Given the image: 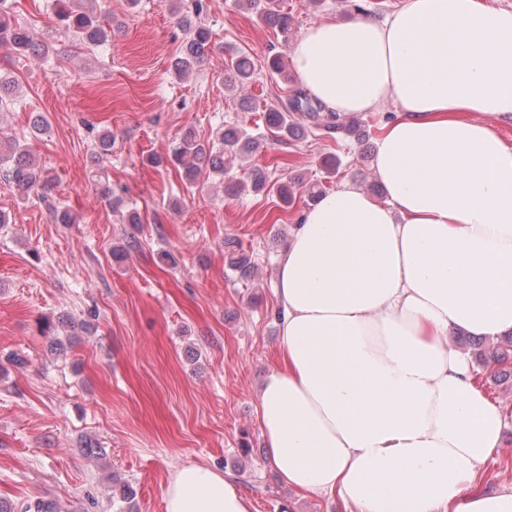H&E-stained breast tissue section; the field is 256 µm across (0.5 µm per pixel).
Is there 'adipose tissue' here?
<instances>
[{"instance_id": "adipose-tissue-1", "label": "adipose tissue", "mask_w": 512, "mask_h": 512, "mask_svg": "<svg viewBox=\"0 0 512 512\" xmlns=\"http://www.w3.org/2000/svg\"><path fill=\"white\" fill-rule=\"evenodd\" d=\"M300 84L338 115L384 114L378 203L344 183L306 209L274 290L278 360L262 387L264 458L347 512H512L471 494L504 411L449 329L512 333V8L404 0L384 22L325 20L295 43ZM164 512H253L187 462Z\"/></svg>"}]
</instances>
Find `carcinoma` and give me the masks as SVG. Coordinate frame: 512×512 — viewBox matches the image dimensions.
I'll use <instances>...</instances> for the list:
<instances>
[{
	"mask_svg": "<svg viewBox=\"0 0 512 512\" xmlns=\"http://www.w3.org/2000/svg\"><path fill=\"white\" fill-rule=\"evenodd\" d=\"M92 4L94 0H51V9L65 29L86 47L95 50L110 41L112 30L100 22L98 15L90 9ZM171 5L181 13L179 24L187 34L184 48L172 63L173 73L184 77L203 63L212 33L209 27L197 21L203 11L201 0H195L191 14L184 11L180 0H173ZM236 6L255 11L259 21L274 29L283 39L287 40L292 35V17L284 12L280 0H236ZM1 45L7 46L18 55L33 53L44 59L49 58L51 48L48 43L35 42L29 29L13 16L8 0H0ZM255 71V63L248 57L232 58L225 64L226 81L233 86L250 83ZM17 98L15 81L8 74L0 73V112L15 105ZM267 121L269 131L280 142L299 139L313 130L327 137L341 130L352 132L357 125L353 120L347 125L339 122L335 113L300 88L294 90L280 106L267 109ZM257 148V141L237 127L217 129L209 143L198 140L194 131L188 128L176 139V144L167 157L152 156L148 162L156 166L168 162L182 167L186 179L192 185L196 184L197 178L202 174L207 179L215 176L222 184L224 156L250 155ZM0 177L24 195L46 190L52 181L49 172L35 159L29 147L14 138H0ZM106 178L105 169L97 165L89 170V179L108 206H122V199L112 194ZM226 188L231 195L246 188L257 194L273 192L281 202L289 204L294 199L296 182L277 181L271 185L264 174L254 170L247 180L231 181L226 184ZM230 266L242 279H247L252 274L250 259L243 254L232 257ZM485 360L488 363L508 365L512 360V338L506 344L492 349Z\"/></svg>",
	"mask_w": 512,
	"mask_h": 512,
	"instance_id": "cac0c4a2",
	"label": "carcinoma"
}]
</instances>
